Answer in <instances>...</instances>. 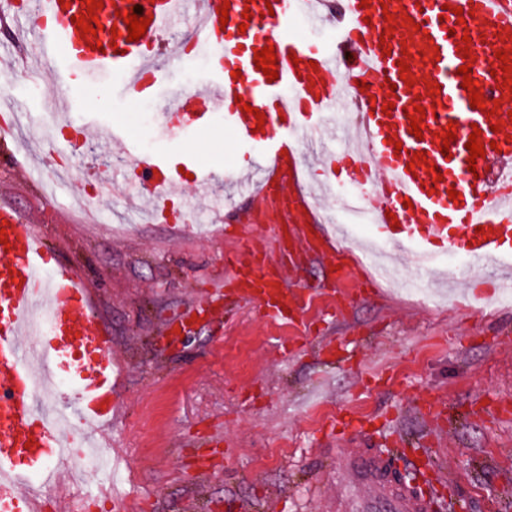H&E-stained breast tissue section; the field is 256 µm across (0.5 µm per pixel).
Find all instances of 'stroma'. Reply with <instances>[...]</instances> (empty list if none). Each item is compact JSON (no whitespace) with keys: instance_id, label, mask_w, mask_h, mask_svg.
<instances>
[{"instance_id":"stroma-1","label":"stroma","mask_w":512,"mask_h":512,"mask_svg":"<svg viewBox=\"0 0 512 512\" xmlns=\"http://www.w3.org/2000/svg\"><path fill=\"white\" fill-rule=\"evenodd\" d=\"M208 66L165 69L151 102L202 87ZM16 69L0 74V121L21 114L13 140L0 144V205L13 206L77 269L92 315L117 356L120 403L112 420V499L98 478L56 500L44 488L42 512H339L330 473L337 439L401 437L394 468L432 512H512V303H501L485 270L438 304L400 285L373 287L332 270L315 253L289 278L309 298L303 315L275 320L227 301L224 321L201 316L177 335L185 307L223 279L237 248L227 225L246 207L224 185L225 222L153 223L125 215L136 165L91 132L47 155L50 194L30 183L19 149L43 139V96L57 93L52 72L38 86ZM113 76L85 80L86 103L103 121L121 122L143 156L193 154L218 171L246 158L214 114L212 135L169 136L141 123L142 99L112 93ZM112 183L97 220L84 215L95 175Z\"/></svg>"}]
</instances>
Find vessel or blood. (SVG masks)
<instances>
[{"instance_id": "b4317fda", "label": "vessel or blood", "mask_w": 512, "mask_h": 512, "mask_svg": "<svg viewBox=\"0 0 512 512\" xmlns=\"http://www.w3.org/2000/svg\"><path fill=\"white\" fill-rule=\"evenodd\" d=\"M98 18L116 25V38L98 33L102 50L92 49L75 23L86 12L85 0H30L40 19L35 62L52 67L64 93L45 97L52 119L86 109L79 77L110 72L122 95L147 94L161 77L155 50L160 37L181 16L197 18L194 50H214L205 91L175 94L161 118L175 132L208 130L215 113L240 151L260 170L257 187L241 185L239 195L266 222L263 207L275 202L278 224L272 225L276 256L244 242L234 257L230 277L245 300L268 316L285 320L301 316L305 294L286 284L296 256L313 249L336 258V242L325 231L312 193L306 189L302 160L305 145L321 141L335 128L340 146L329 149L330 165L345 174L356 193L342 206L348 215L369 218L381 241L426 265L450 250L495 260L497 290L512 288V143L493 133V123L507 120L498 112L485 115L470 104L458 69L472 53L473 80L482 93L512 104L496 51L512 49V0H346L340 15L329 0H103ZM229 21L220 24L219 10ZM466 16L457 19L454 10ZM150 18L144 37L133 41L122 15ZM336 28L339 39L327 48L300 36L299 21ZM274 46L277 80L257 69L254 55ZM410 66L401 78L399 62ZM439 93H431L430 85ZM423 107L421 136L411 135L409 118ZM351 108L341 124L337 110ZM454 125L457 138L440 153L441 135ZM84 127L129 156L137 148L119 123L106 126L94 116ZM480 129L484 155L469 164L466 145ZM425 160H418V153ZM146 182L141 191L154 218L180 223L170 214L169 198L179 170L162 155L142 162ZM442 180H435V172ZM458 200H450L449 189ZM7 244H0V512H38L19 482L43 471L65 446H92L111 454L102 427L111 425L113 399L112 340L92 316L91 296L81 288L73 267L60 263L33 225L11 206H0ZM48 327L40 340L28 334L35 313ZM66 368L82 397L88 430L66 436L51 423L54 400L37 407L33 382L38 375ZM393 452L367 448L336 451L343 483L359 494L353 512H431V500L408 498L394 485L388 466Z\"/></svg>"}]
</instances>
